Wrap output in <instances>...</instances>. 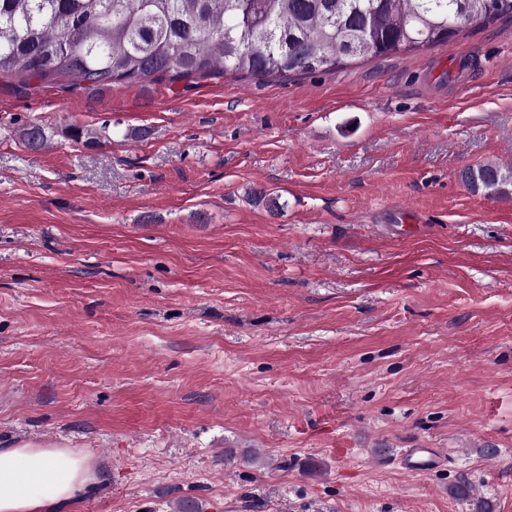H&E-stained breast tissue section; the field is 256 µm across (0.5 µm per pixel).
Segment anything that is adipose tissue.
<instances>
[{
    "instance_id": "1",
    "label": "adipose tissue",
    "mask_w": 512,
    "mask_h": 512,
    "mask_svg": "<svg viewBox=\"0 0 512 512\" xmlns=\"http://www.w3.org/2000/svg\"><path fill=\"white\" fill-rule=\"evenodd\" d=\"M101 479L91 457L71 448L33 442L0 448V512H51Z\"/></svg>"
}]
</instances>
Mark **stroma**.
<instances>
[{"label":"stroma","instance_id":"35a3bbf8","mask_svg":"<svg viewBox=\"0 0 512 512\" xmlns=\"http://www.w3.org/2000/svg\"><path fill=\"white\" fill-rule=\"evenodd\" d=\"M484 164L512 167L511 17L336 73L0 77V448L97 462L51 512H512ZM398 459V464L412 474L425 473L449 462L448 456L440 448H405Z\"/></svg>","mask_w":512,"mask_h":512}]
</instances>
